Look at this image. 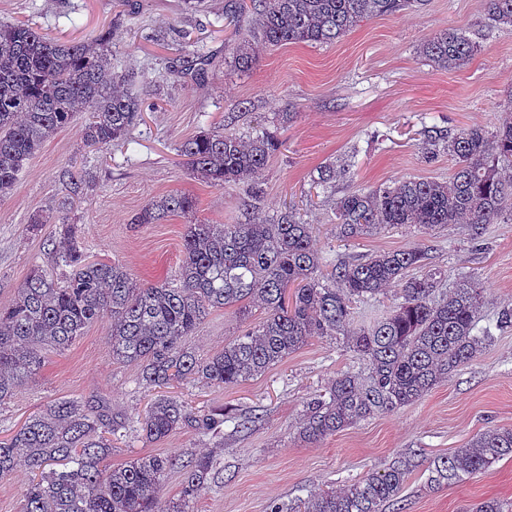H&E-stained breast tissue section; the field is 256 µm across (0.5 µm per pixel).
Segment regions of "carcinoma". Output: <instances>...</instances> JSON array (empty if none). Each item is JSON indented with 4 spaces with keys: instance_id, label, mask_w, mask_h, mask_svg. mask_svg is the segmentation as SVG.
Instances as JSON below:
<instances>
[{
    "instance_id": "obj_1",
    "label": "carcinoma",
    "mask_w": 512,
    "mask_h": 512,
    "mask_svg": "<svg viewBox=\"0 0 512 512\" xmlns=\"http://www.w3.org/2000/svg\"><path fill=\"white\" fill-rule=\"evenodd\" d=\"M425 0H250L257 30L236 47L235 63L256 64V44H332L358 23L423 6ZM485 15L496 26L512 27V0H485ZM477 50L468 36L441 30L422 43V53L440 70L465 66ZM206 59L184 56L180 72L204 75ZM126 75L116 70L109 36L63 41L30 23H0V198L43 144L81 112L90 114L83 140L88 148L130 141L141 121V99L121 89ZM433 161H455L446 181L407 178L376 189H355L334 202L336 234L354 238L391 225L414 224L426 231L467 224L472 240L485 225L512 212V118L489 134L469 127L425 130ZM278 143L269 134L245 141L222 127L184 139L180 155L190 170L217 188L243 184L251 200L263 195L256 176ZM354 162L318 171L326 192L336 175L352 178ZM195 199L171 193L151 201L131 220L155 224L170 214L189 215ZM55 280L36 266L17 288L16 300L0 306V404L11 399L42 365L43 350L67 349L85 328L109 318L112 361L139 368L138 383L162 389L173 382L202 380L231 387L265 373L312 337L346 345L365 369L341 372L304 405L299 438L319 441L356 421L391 413L426 395L436 383L470 362L512 329V308L494 324L479 326L482 291L464 281L441 299L435 291L445 277L419 248L371 254L347 262L323 257L312 244L311 225L293 213L271 222L190 224L183 238L177 283L143 285L124 266L90 259L77 241V226L62 225ZM396 285L391 310L369 326L351 328L353 303ZM258 302L265 312L255 329L201 357L185 346L206 313L235 308L245 313ZM260 416H227L224 410L193 409L182 400L157 395L140 419L149 441L182 428L209 438L251 429ZM125 422L102 400L58 398L0 441V477L20 462L38 476L25 491L23 512H194L206 489L214 459L187 460L152 455L113 467L112 437ZM512 457V428L473 436L463 448L436 456L427 482L440 487L484 471ZM414 459L402 456L339 492L317 494L303 507L275 506L271 512H384L400 499ZM182 473L179 498L162 504L166 475ZM469 512H512V501L488 499Z\"/></svg>"
}]
</instances>
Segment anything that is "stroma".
I'll return each mask as SVG.
<instances>
[{
  "mask_svg": "<svg viewBox=\"0 0 512 512\" xmlns=\"http://www.w3.org/2000/svg\"><path fill=\"white\" fill-rule=\"evenodd\" d=\"M234 2L209 0L207 10L193 12L184 0H126L122 6L115 0H0V21L27 20L66 41L110 33L114 64L132 73L128 89L140 96L144 109L130 143L99 150L84 148V121L76 119L43 145L12 193L0 199V305L15 299L34 266L54 265L46 242L60 237V205L67 196L59 178L63 169L86 173L70 212L81 246L95 259L122 264L142 284L177 273L188 225L244 220L243 187L211 186L191 173L177 152L180 141L223 121L242 138L264 130L279 142L260 174L263 218L296 212L313 225L318 251L339 261L425 249L449 281L464 274L475 278L483 290L485 320L512 307L511 214L488 225L479 248L463 224L437 235L399 225L342 239L335 233L332 203L311 183L321 167L351 153L359 165L353 179H337L340 196L410 177L448 179L453 162L444 156L427 161L422 130L434 124L492 132L512 112L504 105L512 93V28L489 25L484 0H427L415 11L361 22L333 44L260 47L256 64L241 71L228 55L239 35L254 27L255 17H228ZM449 28L469 33L477 43L460 70L436 69L419 52L426 38ZM195 50L208 58L206 79L170 75L177 59ZM176 192L195 198L192 214L133 223L150 201ZM36 215L47 222L34 230L30 222ZM263 318L254 305L245 316L232 308L211 310L186 344L197 354H212ZM108 326L105 320L92 324L65 351L44 350L39 371L0 405V439L62 397H105L113 414L136 422L154 392L139 387L138 367L113 364ZM359 365L341 343L314 337L236 386L174 385L169 395L193 408L253 410L260 420L247 434L225 433L220 451L214 440L188 429L159 442L130 431L116 440L111 463L211 452L214 467L195 512H271L273 505L342 487L419 449L425 458L401 494L402 510L386 512H465L481 499L512 500V458L456 484L437 488L427 482L428 458L464 447L475 434L512 427V331L496 336L418 401L358 420L324 440L302 441L306 399Z\"/></svg>",
  "mask_w": 512,
  "mask_h": 512,
  "instance_id": "35a3bbf8",
  "label": "stroma"
}]
</instances>
